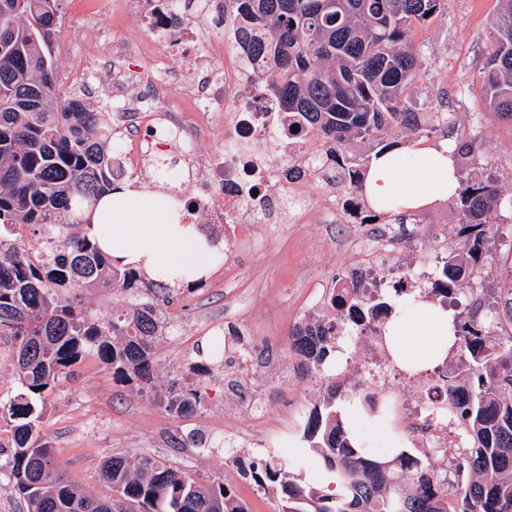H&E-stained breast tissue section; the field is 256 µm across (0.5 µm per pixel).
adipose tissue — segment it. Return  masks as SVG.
Segmentation results:
<instances>
[{
	"mask_svg": "<svg viewBox=\"0 0 512 512\" xmlns=\"http://www.w3.org/2000/svg\"><path fill=\"white\" fill-rule=\"evenodd\" d=\"M421 177L418 187L399 182L396 152L376 154L368 167L363 193L374 207L393 213L421 208L435 200L457 195L460 182L453 150L447 143L409 145ZM157 193L129 183L97 202L89 233L113 264L157 275L185 272V284L207 273L212 253L221 250L198 225L165 217L156 207ZM388 341L402 370L415 372L441 364L455 342L452 311L424 301L415 302L411 314H396Z\"/></svg>",
	"mask_w": 512,
	"mask_h": 512,
	"instance_id": "obj_1",
	"label": "adipose tissue"
}]
</instances>
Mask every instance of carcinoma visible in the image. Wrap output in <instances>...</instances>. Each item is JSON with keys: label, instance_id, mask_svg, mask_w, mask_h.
<instances>
[{"label": "carcinoma", "instance_id": "cac0c4a2", "mask_svg": "<svg viewBox=\"0 0 512 512\" xmlns=\"http://www.w3.org/2000/svg\"><path fill=\"white\" fill-rule=\"evenodd\" d=\"M238 19L235 44L244 64L268 63L267 81L282 111L296 118L288 135L314 134L327 149L317 174L362 191L360 165L348 160L350 141L380 144L397 128L428 131L411 101L425 62L414 51L415 30L438 15L445 0H229ZM59 0H0V336L12 341L19 391L0 399L9 427L10 471L28 512H247L224 481L200 480L159 460L114 455L100 477L115 499L89 494L69 478L40 439L37 403L88 354L112 366L122 381L150 380L155 342L168 329L157 306L138 299L133 269L112 265L87 232L96 200L112 189L108 113L61 92L52 60L59 35ZM480 86L498 119L512 123V0H498ZM458 223L465 251L448 256L441 280L448 293L484 265L487 226L500 204L492 180L460 179ZM38 231L36 244L17 233ZM130 293L125 307L99 316L80 304L83 289ZM333 313L292 332L290 349L312 374L336 353V319L360 320L391 305L353 292L332 294ZM462 365L454 380L438 375L433 414L448 417L460 440L455 464L440 471L435 449L404 450L386 460L348 437L336 399L375 410V393L360 381L342 391L331 381L321 407L304 426L316 463L325 470L310 486L300 460L274 455L250 467L262 489L279 490L281 512H512V339L492 342L478 323L455 324ZM187 389L171 392L167 408L190 413Z\"/></svg>", "mask_w": 512, "mask_h": 512}]
</instances>
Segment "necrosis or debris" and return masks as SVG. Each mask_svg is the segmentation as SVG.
I'll return each instance as SVG.
<instances>
[{"label":"necrosis or debris","mask_w":512,"mask_h":512,"mask_svg":"<svg viewBox=\"0 0 512 512\" xmlns=\"http://www.w3.org/2000/svg\"><path fill=\"white\" fill-rule=\"evenodd\" d=\"M138 24L156 54L143 71L121 67L125 42L103 39L100 54L107 67L101 74L112 88L122 122L123 144L112 160V177L123 181L150 174L154 153L169 152L171 169L166 195L179 199L187 224L224 227V255L257 228V214L270 213L284 198L294 202L291 222L303 223L312 201L315 172L310 139L291 140L293 119L281 112L266 85L262 68H244L241 61L224 62V35L233 24L224 21V0H138ZM141 87L135 102L121 91ZM223 138L220 150L195 153L196 143ZM195 176L203 190L183 197L184 175ZM283 186L284 196L267 195ZM362 343L360 366L386 397L396 368L388 357L384 318L374 315L356 327Z\"/></svg>","instance_id":"necrosis-or-debris-1"}]
</instances>
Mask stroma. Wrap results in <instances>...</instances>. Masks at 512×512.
Segmentation results:
<instances>
[{
  "instance_id": "obj_1",
  "label": "stroma",
  "mask_w": 512,
  "mask_h": 512,
  "mask_svg": "<svg viewBox=\"0 0 512 512\" xmlns=\"http://www.w3.org/2000/svg\"><path fill=\"white\" fill-rule=\"evenodd\" d=\"M112 2L61 0V32L52 49L61 88L78 87L85 103L95 108L106 105L96 81L101 59L94 47L100 34L131 42L124 66L145 68L153 60L131 5L126 2L116 12ZM495 8L496 0H448L447 12L418 29L414 46L426 69L415 106L427 121L433 113H447V127L431 134V142L473 141L474 152L458 161L463 176L494 179L506 200L512 198V124L499 120L469 91L487 58ZM457 209L452 198L401 220L365 207L377 224L411 239L408 248L383 257L382 274L412 276L435 258L464 251ZM365 232V225L346 224L339 213L326 217L316 205L306 223L284 216L267 225L254 242L236 251L231 267L214 262L197 286L156 290L152 277L142 275L138 287L144 299L159 303L173 326L156 342L154 393H137L96 356L79 361L73 375L61 378L40 406L38 431L59 466L91 494L108 498L112 490L99 478L102 461L114 454L148 456L197 478L223 479L248 512H279L280 496L258 488L241 474L239 464L272 451L314 462L303 424L321 402L326 384L301 374L288 342L295 326L326 313L328 285L360 267L362 256L348 248L347 240ZM488 250L485 265L470 279L476 294L458 297L455 311L461 316L471 314L474 302L488 309L512 297V209L498 211ZM229 332L242 333L254 355L253 370L241 387L234 384L235 341H228L219 363L200 351L201 342H216ZM175 382L197 390L201 404L194 413L176 415L161 405V395ZM232 434L234 448H219V441ZM192 435L211 440V447L187 444Z\"/></svg>"
}]
</instances>
